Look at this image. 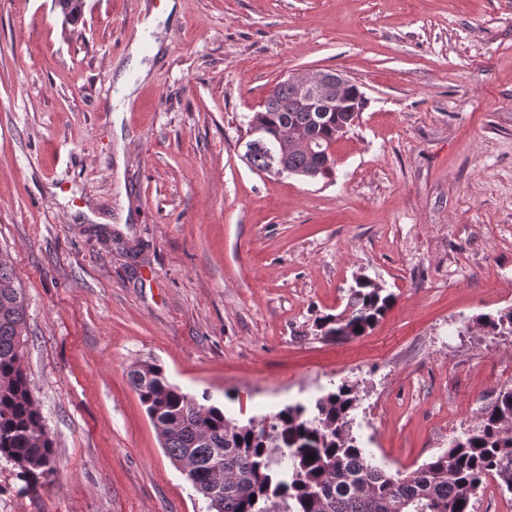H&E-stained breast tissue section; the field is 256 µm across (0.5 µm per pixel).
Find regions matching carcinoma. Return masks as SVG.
<instances>
[{
    "instance_id": "cac0c4a2",
    "label": "carcinoma",
    "mask_w": 512,
    "mask_h": 512,
    "mask_svg": "<svg viewBox=\"0 0 512 512\" xmlns=\"http://www.w3.org/2000/svg\"><path fill=\"white\" fill-rule=\"evenodd\" d=\"M55 2L66 21L78 23L84 0ZM359 117L340 105L321 116L307 111L280 81L247 116V129L262 130L293 175L327 178L336 163L331 146ZM300 130L311 135L312 150L289 137ZM244 147L247 163L268 172V150L249 138ZM393 300L371 280H358L347 307L321 317L318 327L325 336H361ZM24 333L25 296L0 257V457L36 482L54 470L55 458L23 368ZM129 380L171 461L189 466L186 477L209 512H474L489 475L501 493H512V435L502 432V421H512V389L462 441L402 475L372 463L357 445L350 430L358 405L352 385L310 406L288 404L269 418L240 422L182 392L154 362L134 364Z\"/></svg>"
}]
</instances>
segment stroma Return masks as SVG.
Returning a JSON list of instances; mask_svg holds the SVG:
<instances>
[{"label":"stroma","instance_id":"stroma-1","mask_svg":"<svg viewBox=\"0 0 512 512\" xmlns=\"http://www.w3.org/2000/svg\"><path fill=\"white\" fill-rule=\"evenodd\" d=\"M148 78L125 101L143 14ZM363 92L331 177L242 159L246 115L289 73ZM122 116L114 111L121 103ZM0 255L26 301L23 364L54 443L0 512H207L127 372L141 360L227 416L344 383L373 462L409 473L512 388V0H0ZM395 296L323 336L356 277ZM158 22V17L155 12H151L144 16L141 24L138 26L130 44L128 54L131 56L132 61L138 60L143 55L144 50V38L152 32Z\"/></svg>","mask_w":512,"mask_h":512}]
</instances>
